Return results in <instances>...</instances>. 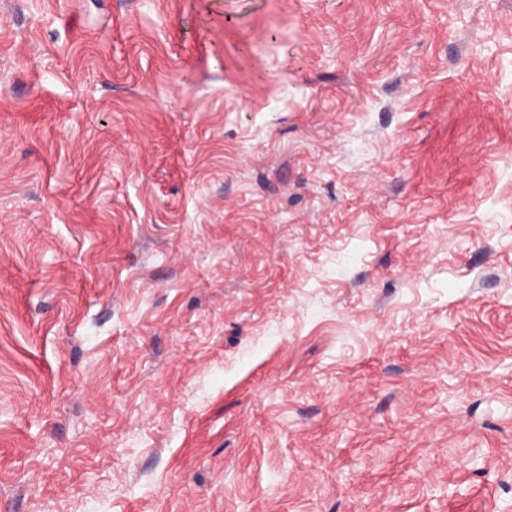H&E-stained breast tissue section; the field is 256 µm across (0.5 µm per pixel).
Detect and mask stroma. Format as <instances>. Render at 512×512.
<instances>
[{
    "label": "stroma",
    "mask_w": 512,
    "mask_h": 512,
    "mask_svg": "<svg viewBox=\"0 0 512 512\" xmlns=\"http://www.w3.org/2000/svg\"><path fill=\"white\" fill-rule=\"evenodd\" d=\"M0 512H512V0H0Z\"/></svg>",
    "instance_id": "stroma-1"
}]
</instances>
